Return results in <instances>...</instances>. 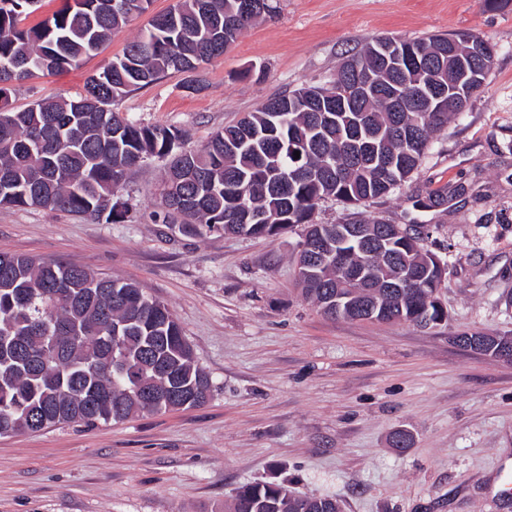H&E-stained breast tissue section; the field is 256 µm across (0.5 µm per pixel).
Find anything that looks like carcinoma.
<instances>
[{"label": "carcinoma", "mask_w": 512, "mask_h": 512, "mask_svg": "<svg viewBox=\"0 0 512 512\" xmlns=\"http://www.w3.org/2000/svg\"><path fill=\"white\" fill-rule=\"evenodd\" d=\"M37 2L0 0V206L122 223L129 173L164 158L169 223L250 237L302 224L332 251L336 240L346 241L339 265L300 252L299 281L324 315L422 328L447 320L436 294L444 279L419 238L360 212L339 224H314L311 216L326 199L359 208L409 183L433 135L478 90L448 94L455 66L448 53L460 34L403 40L397 71L381 63L374 39L336 67L332 87L273 96L201 147L177 151L181 131L141 125L109 106L170 71L193 72L223 55L245 28L276 16L277 0H174L82 92L16 109V85L37 71L79 65L150 0H74L22 27ZM365 76L369 94L336 98V87ZM409 199L430 208L448 196ZM211 391L167 305L136 283L0 253V435L200 407ZM225 512L341 509L333 498L265 481L240 486Z\"/></svg>", "instance_id": "1"}]
</instances>
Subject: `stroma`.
Masks as SVG:
<instances>
[{
  "instance_id": "35a3bbf8",
  "label": "stroma",
  "mask_w": 512,
  "mask_h": 512,
  "mask_svg": "<svg viewBox=\"0 0 512 512\" xmlns=\"http://www.w3.org/2000/svg\"><path fill=\"white\" fill-rule=\"evenodd\" d=\"M171 3L151 0L78 67L35 73L13 105L75 96ZM279 3L223 56L131 91L114 111L180 129L197 147L268 98L327 82L371 38L482 36L495 57L481 90L436 134L410 191L364 207L423 226L425 248L448 266L446 324L321 313L296 280L302 227L255 238L157 222V163L130 175L120 224L0 206V253L136 282L169 307L212 381L198 408L0 436V512H222L238 486L270 479L336 498L342 512H512L492 490L512 460V360L453 341L474 330L512 336V0ZM194 79L202 93L185 91ZM458 185L465 195L439 206L407 199ZM398 430L408 448H393Z\"/></svg>"
}]
</instances>
